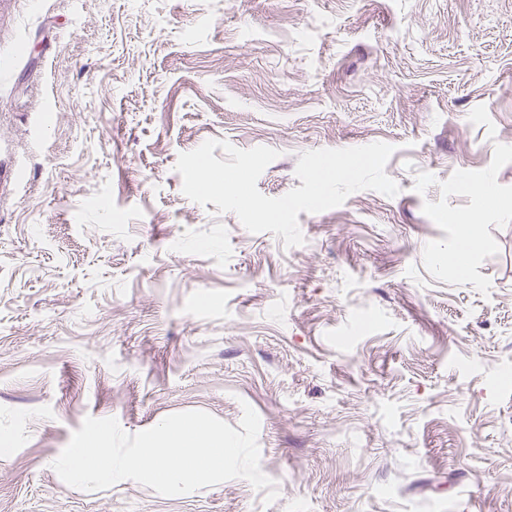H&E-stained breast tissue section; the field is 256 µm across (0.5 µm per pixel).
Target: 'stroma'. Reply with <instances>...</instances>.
Here are the masks:
<instances>
[{"instance_id":"1","label":"stroma","mask_w":512,"mask_h":512,"mask_svg":"<svg viewBox=\"0 0 512 512\" xmlns=\"http://www.w3.org/2000/svg\"><path fill=\"white\" fill-rule=\"evenodd\" d=\"M209 139L278 150L268 197L385 142L400 191L288 248L183 195ZM246 404L269 504L52 468ZM1 436L0 512H512V0H0Z\"/></svg>"}]
</instances>
